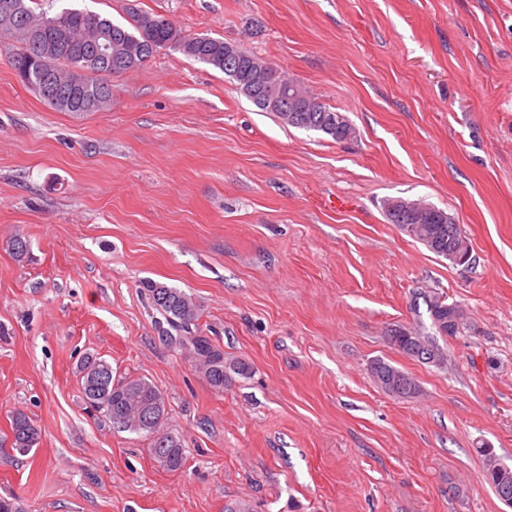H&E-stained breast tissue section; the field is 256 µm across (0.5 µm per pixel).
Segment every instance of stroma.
<instances>
[{"label": "stroma", "instance_id": "stroma-1", "mask_svg": "<svg viewBox=\"0 0 512 512\" xmlns=\"http://www.w3.org/2000/svg\"><path fill=\"white\" fill-rule=\"evenodd\" d=\"M170 18L265 58L354 134L284 125L179 50L112 77L102 112L23 86L0 36V497L25 512H512V0H60ZM390 197L460 224L457 266L387 220ZM28 243L15 257L11 242ZM192 294L191 333L247 376L213 389L143 287ZM457 304L439 335L425 303ZM434 337L422 363L391 343ZM164 395L186 463L90 415L77 365ZM408 372L382 391L369 364ZM39 430L11 449L10 419ZM369 369L376 384L391 396L406 399L414 397L418 392L412 376L384 360H373ZM10 425L15 435L16 450L23 452V448H28L27 451H29L37 445L39 431L25 413L20 411L14 413L11 416ZM480 451L483 453V455L487 458L488 464L487 468L485 470V480L489 484V486L494 490L495 494L499 498L498 494V485L500 482H509L510 486H512V469L511 472H509V475H503L502 469L506 472L505 474H508L507 470L510 469L508 467L502 466L498 463H496V460L493 455V449L492 448H480Z\"/></svg>", "mask_w": 512, "mask_h": 512}]
</instances>
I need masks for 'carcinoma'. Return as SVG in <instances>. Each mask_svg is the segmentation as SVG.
I'll return each instance as SVG.
<instances>
[{"instance_id": "carcinoma-1", "label": "carcinoma", "mask_w": 512, "mask_h": 512, "mask_svg": "<svg viewBox=\"0 0 512 512\" xmlns=\"http://www.w3.org/2000/svg\"><path fill=\"white\" fill-rule=\"evenodd\" d=\"M4 1L12 3L28 20L26 26L15 32L14 38L19 47L8 57L9 66L28 88L33 89L38 84L39 74L34 59H46L51 62L55 77L62 84L71 75L72 68L79 67L83 71L82 96L86 99L96 97L101 82L100 72L112 64L84 55L81 48L84 43L102 40L108 35V54L125 61V72L141 67L155 53L167 47L223 71L227 66L224 55L231 48L236 53V86L247 97L256 92L253 74L259 57L219 38L184 36L174 22L163 15L134 10L129 25L121 26L91 11L63 8L51 16L45 10L35 13L31 7L35 0H0V3ZM287 84L291 85L293 81L277 67L269 65L266 86L278 92ZM302 103L310 108L306 113L309 125L305 130L320 132L336 141H344L353 134L347 121L339 127L328 124V119L336 116V112L313 96L306 95ZM443 215L444 210L431 205L416 220L401 225V228L429 251L455 264L457 256L471 255L470 246L467 238L448 234V225L439 223ZM143 288L149 292L153 307L167 323L181 327L199 320L200 306L192 295L152 281L143 283ZM425 303L438 331L446 336L456 335L461 320L460 309L448 307V302L441 296H429ZM390 341L399 351L419 361L428 363L432 357L438 356L435 346L412 331L398 330L390 336ZM179 346L188 350L196 368L218 391L224 390L230 373L241 376L249 373V365L245 361L225 357L224 352L206 336H181ZM78 372L87 408L109 421L112 420V412H119L122 421L116 423V427L146 437L150 441L151 455L160 465L169 471L184 467L185 448L180 435L168 426L167 402L157 387L143 378L114 379L112 366L91 355L81 360ZM370 374L383 391L396 398H411L418 392L412 376L384 360L372 361ZM10 425L15 435V446L32 449L37 445L39 431L25 413H14ZM481 452L488 460L485 480L489 486L496 490L501 482L512 484V471L502 474L504 466L496 463L493 449L483 448Z\"/></svg>"}]
</instances>
